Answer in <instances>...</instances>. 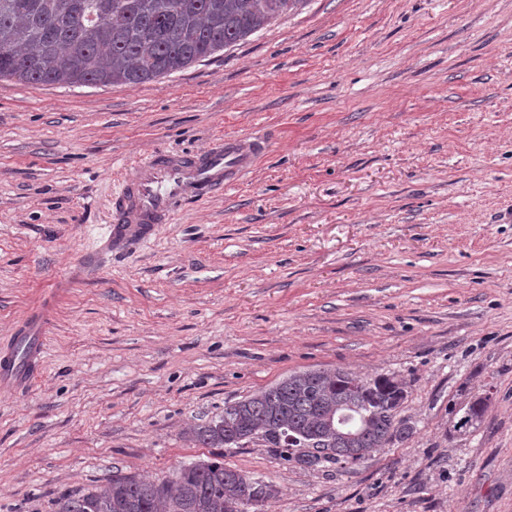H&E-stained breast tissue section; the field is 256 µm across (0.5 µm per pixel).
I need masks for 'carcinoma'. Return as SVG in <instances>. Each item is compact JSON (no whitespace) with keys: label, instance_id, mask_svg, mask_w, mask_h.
I'll return each mask as SVG.
<instances>
[{"label":"carcinoma","instance_id":"carcinoma-1","mask_svg":"<svg viewBox=\"0 0 512 512\" xmlns=\"http://www.w3.org/2000/svg\"><path fill=\"white\" fill-rule=\"evenodd\" d=\"M308 0H0V78L32 85H138L182 71L301 10ZM394 376L361 379L344 370L303 378L294 372L241 400L222 418L196 424L192 438L203 448L231 445L222 422L239 433L261 419L288 422L301 442L334 448V455L288 453L274 432L261 436L281 457L312 467L345 463V446L325 430L333 406L369 415L359 447L403 443L413 427L386 413L395 397ZM485 402L472 403L459 428L478 422ZM243 472L224 462L199 460L171 476L142 480L113 477L60 497L54 512H261L263 503L235 502Z\"/></svg>","mask_w":512,"mask_h":512}]
</instances>
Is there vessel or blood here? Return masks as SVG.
<instances>
[{
	"instance_id": "1",
	"label": "vessel or blood",
	"mask_w": 512,
	"mask_h": 512,
	"mask_svg": "<svg viewBox=\"0 0 512 512\" xmlns=\"http://www.w3.org/2000/svg\"><path fill=\"white\" fill-rule=\"evenodd\" d=\"M264 139L222 138L200 151H157L139 159L113 196L108 243L113 251L149 239L157 225L173 223L185 206L235 186L265 151ZM47 314L38 308L19 324L0 352V390H25L36 377Z\"/></svg>"
}]
</instances>
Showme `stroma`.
<instances>
[{"mask_svg":"<svg viewBox=\"0 0 512 512\" xmlns=\"http://www.w3.org/2000/svg\"><path fill=\"white\" fill-rule=\"evenodd\" d=\"M229 136L270 149L113 254L134 161ZM38 306L0 512L214 458L275 485L262 512H512V0H311L157 81L0 80V348ZM310 368L395 374L412 437L350 468L193 441Z\"/></svg>","mask_w":512,"mask_h":512,"instance_id":"obj_1","label":"stroma"}]
</instances>
